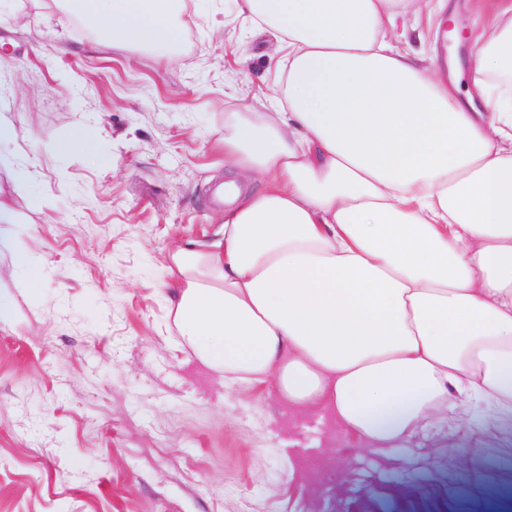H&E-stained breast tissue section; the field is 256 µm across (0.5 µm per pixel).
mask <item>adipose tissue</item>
<instances>
[{"label":"adipose tissue","mask_w":512,"mask_h":512,"mask_svg":"<svg viewBox=\"0 0 512 512\" xmlns=\"http://www.w3.org/2000/svg\"><path fill=\"white\" fill-rule=\"evenodd\" d=\"M289 47L269 112L224 115L219 238L168 256V317L225 385L268 384L386 453L458 422L512 445V0L459 99L409 45L443 0H239ZM101 41L170 48L174 0H78Z\"/></svg>","instance_id":"adipose-tissue-1"}]
</instances>
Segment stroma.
I'll use <instances>...</instances> for the list:
<instances>
[{"label":"stroma","mask_w":512,"mask_h":512,"mask_svg":"<svg viewBox=\"0 0 512 512\" xmlns=\"http://www.w3.org/2000/svg\"><path fill=\"white\" fill-rule=\"evenodd\" d=\"M75 19L69 0L0 16V115L31 172L0 173L19 212L7 234L44 272L28 293L0 253L15 297L0 320V512H512V447L495 431L381 454L265 387L225 388L180 346L166 256L217 230L224 115L259 111L287 51L236 0H182L166 54L89 50ZM406 24L471 91L478 44L435 16Z\"/></svg>","instance_id":"35a3bbf8"}]
</instances>
